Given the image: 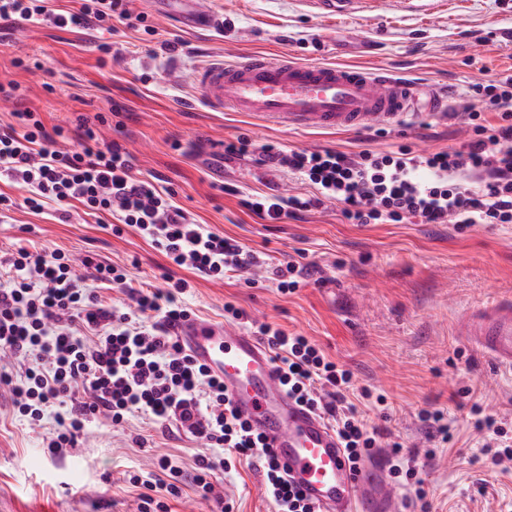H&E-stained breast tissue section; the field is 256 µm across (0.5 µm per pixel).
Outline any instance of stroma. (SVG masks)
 <instances>
[{
    "mask_svg": "<svg viewBox=\"0 0 512 512\" xmlns=\"http://www.w3.org/2000/svg\"><path fill=\"white\" fill-rule=\"evenodd\" d=\"M206 2L217 23L190 31L170 18L183 10L182 0H130L153 31L118 25L112 40L119 53L106 59L95 31L0 28V82L23 89L21 97L0 98V124L27 109L49 126L103 116L102 140L122 145L134 174L172 190L197 223L274 258L302 257L320 268L323 283L283 295L261 268L250 284L170 270L139 235L115 236L78 207L65 217L52 207L11 211L0 222V247L20 240L40 252L90 255L126 266L137 284H161L168 271L191 280L184 301L199 319L223 322L230 301L254 320L311 337L359 386L387 396L392 440L427 447L419 421L426 410H444L454 420L455 443L438 448L427 470L429 512H512V472L487 464L483 436L467 424L477 402L512 420V372L477 353L457 329L467 309L512 292V224H348L330 202L298 219L263 220L242 206V197L271 189L302 195L308 186L250 159H224L225 142L239 137L258 148L350 153L463 145L471 135L463 112L487 109L470 93L471 83L512 69V0H354L347 16L315 14L308 0ZM166 40L177 42L176 52H161ZM255 52L386 68L410 82L447 87L449 113L423 109L380 131L336 132L209 109L195 71ZM19 59L39 65L25 70L16 67ZM142 425L136 415L121 427L100 422L60 459L48 452L44 429L0 412V512H137L139 490L127 472L150 471L160 455L188 469L198 450L184 435L135 447L130 436ZM262 483L253 463L218 475L215 486L234 512H272Z\"/></svg>",
    "mask_w": 512,
    "mask_h": 512,
    "instance_id": "35a3bbf8",
    "label": "stroma"
}]
</instances>
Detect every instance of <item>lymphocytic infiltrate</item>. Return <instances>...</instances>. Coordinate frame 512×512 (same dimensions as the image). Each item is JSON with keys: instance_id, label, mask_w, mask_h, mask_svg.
Here are the masks:
<instances>
[{"instance_id": "obj_1", "label": "lymphocytic infiltrate", "mask_w": 512, "mask_h": 512, "mask_svg": "<svg viewBox=\"0 0 512 512\" xmlns=\"http://www.w3.org/2000/svg\"><path fill=\"white\" fill-rule=\"evenodd\" d=\"M116 19L147 21L145 14H132L126 0H80L68 10L52 0H0L5 22L108 32ZM472 90L488 100L496 117L465 113L471 138L448 150L420 153L401 145L348 153L267 146L258 152L246 138L225 143V156L258 153L260 163L288 170L314 190L308 197L257 194L244 207L278 221L328 199L340 204L350 224H511L512 74ZM72 136L78 147L61 148ZM0 180L22 187L23 203L35 213L50 203L75 202L86 215L116 217L114 234L131 228L169 265L204 279L263 266L287 294L318 272L313 264L261 257L196 223L171 193L133 176L131 158L119 144L100 145L84 117L70 129L46 126L30 110L15 113L13 122L0 125ZM74 264L64 251L43 254L19 244L0 263L6 276L0 286V353L16 363L0 367V391L7 393L12 415L33 429L53 421L47 447L58 457L77 445L89 425L105 419L120 426L134 414L161 435L179 430L203 441L192 476L167 456L155 470L130 474L129 483L140 490L138 512H170V501L189 484L223 505L212 480L241 459L261 463L274 512H318L285 478L265 438L233 409L223 378L196 361L175 333V325L192 316L183 301L189 281L169 276L164 287H137L121 266L87 256L80 276ZM100 283L125 290L130 306L108 302L96 289ZM255 333L288 394L332 423L352 466H361L384 437L369 415L386 406V397L356 387L352 372L309 337L269 323L256 325ZM470 414L474 428L488 435L483 450L492 464L512 461V425L483 414L477 404ZM432 456L429 449L392 443L389 472L398 483L423 487Z\"/></svg>"}]
</instances>
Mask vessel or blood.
<instances>
[{
  "mask_svg": "<svg viewBox=\"0 0 512 512\" xmlns=\"http://www.w3.org/2000/svg\"><path fill=\"white\" fill-rule=\"evenodd\" d=\"M183 26L210 25L204 0H189ZM195 81L214 110L248 112L270 122L316 130H357L410 114L417 88L383 69L300 63L253 55L200 69ZM458 329L495 365L512 370V296L465 312ZM189 353L224 379L234 407L271 446L286 476L319 512H398L380 457L353 469L327 420L282 387L260 340L230 324L182 322Z\"/></svg>",
  "mask_w": 512,
  "mask_h": 512,
  "instance_id": "vessel-or-blood-1",
  "label": "vessel or blood"
}]
</instances>
